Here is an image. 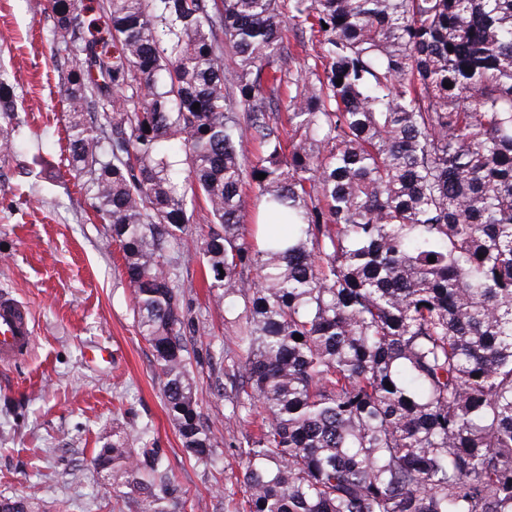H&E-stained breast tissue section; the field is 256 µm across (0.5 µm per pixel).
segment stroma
<instances>
[{
    "mask_svg": "<svg viewBox=\"0 0 512 512\" xmlns=\"http://www.w3.org/2000/svg\"><path fill=\"white\" fill-rule=\"evenodd\" d=\"M51 21L28 0H0V64L12 72L20 107L0 120L15 149L0 154V294L25 304L35 340L0 363V499H31L34 512H137L93 464L114 432L143 431L181 486V512H238L241 471L230 443L240 429L209 386L220 366L209 347L232 343L195 260L180 258L184 303L198 317L189 335L199 407L224 457L216 473L189 457L167 416L152 349L138 335L121 253L110 227L64 165L69 114L50 58Z\"/></svg>",
    "mask_w": 512,
    "mask_h": 512,
    "instance_id": "obj_1",
    "label": "stroma"
}]
</instances>
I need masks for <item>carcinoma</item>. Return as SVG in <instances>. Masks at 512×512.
I'll return each instance as SVG.
<instances>
[{"instance_id":"obj_1","label":"carcinoma","mask_w":512,"mask_h":512,"mask_svg":"<svg viewBox=\"0 0 512 512\" xmlns=\"http://www.w3.org/2000/svg\"><path fill=\"white\" fill-rule=\"evenodd\" d=\"M101 9L41 8L68 171L122 252L189 456L218 463L168 258L191 242L239 325L211 386L245 428L244 512H512V0ZM289 24L315 41L301 69ZM17 111L2 70L0 115ZM247 187L288 233H247ZM144 439L115 432L94 464L139 512H177L155 450L131 451Z\"/></svg>"}]
</instances>
